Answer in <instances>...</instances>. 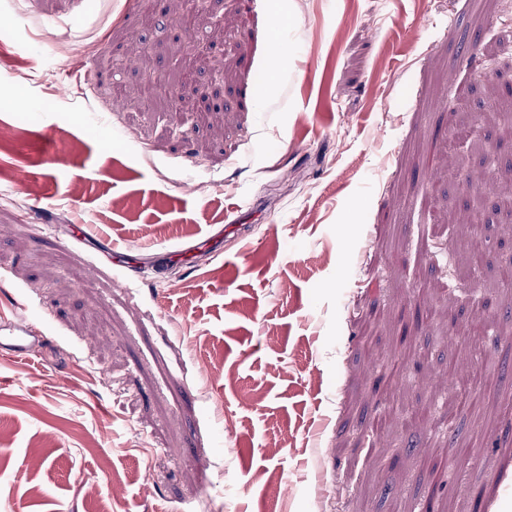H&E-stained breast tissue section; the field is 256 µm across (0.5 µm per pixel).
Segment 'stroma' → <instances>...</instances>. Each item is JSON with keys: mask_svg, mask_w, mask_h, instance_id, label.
Segmentation results:
<instances>
[{"mask_svg": "<svg viewBox=\"0 0 512 512\" xmlns=\"http://www.w3.org/2000/svg\"><path fill=\"white\" fill-rule=\"evenodd\" d=\"M0 15V318L47 338L0 355V512H512V286L481 287L512 266V0ZM468 172L491 187L480 268ZM77 224L154 273L121 287ZM476 316L479 367L448 333Z\"/></svg>", "mask_w": 512, "mask_h": 512, "instance_id": "stroma-1", "label": "stroma"}]
</instances>
